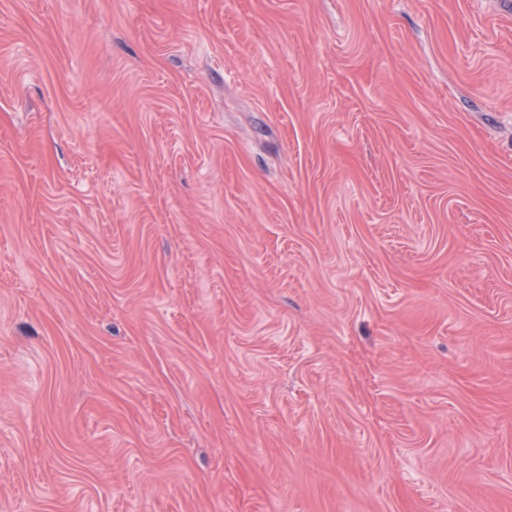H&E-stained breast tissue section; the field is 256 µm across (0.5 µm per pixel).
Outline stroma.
I'll use <instances>...</instances> for the list:
<instances>
[{"instance_id": "stroma-1", "label": "stroma", "mask_w": 512, "mask_h": 512, "mask_svg": "<svg viewBox=\"0 0 512 512\" xmlns=\"http://www.w3.org/2000/svg\"><path fill=\"white\" fill-rule=\"evenodd\" d=\"M0 512H512V0H0Z\"/></svg>"}]
</instances>
